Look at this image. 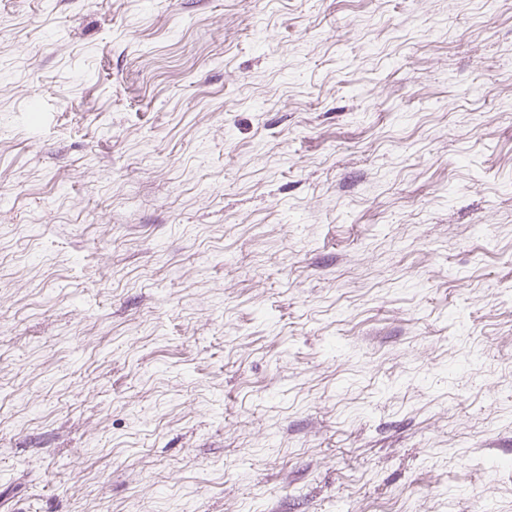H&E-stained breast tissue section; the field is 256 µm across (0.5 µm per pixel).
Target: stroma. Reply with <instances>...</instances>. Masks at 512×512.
I'll use <instances>...</instances> for the list:
<instances>
[{"instance_id": "1", "label": "stroma", "mask_w": 512, "mask_h": 512, "mask_svg": "<svg viewBox=\"0 0 512 512\" xmlns=\"http://www.w3.org/2000/svg\"><path fill=\"white\" fill-rule=\"evenodd\" d=\"M0 512H512V0H0Z\"/></svg>"}]
</instances>
